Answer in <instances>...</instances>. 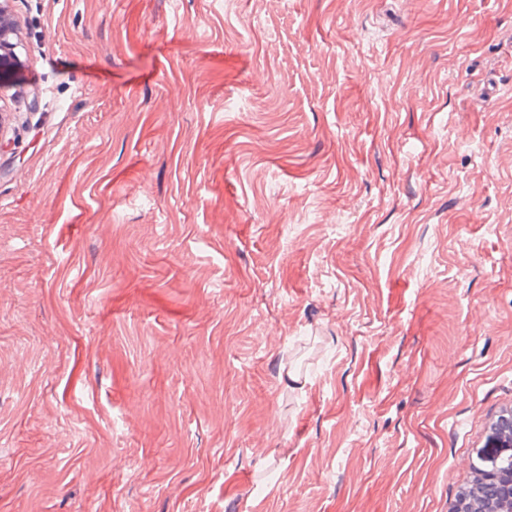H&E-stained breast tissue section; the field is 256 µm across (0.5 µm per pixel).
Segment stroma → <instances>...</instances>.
Segmentation results:
<instances>
[{"instance_id":"35a3bbf8","label":"stroma","mask_w":512,"mask_h":512,"mask_svg":"<svg viewBox=\"0 0 512 512\" xmlns=\"http://www.w3.org/2000/svg\"><path fill=\"white\" fill-rule=\"evenodd\" d=\"M0 512H450L512 408V0H9Z\"/></svg>"}]
</instances>
